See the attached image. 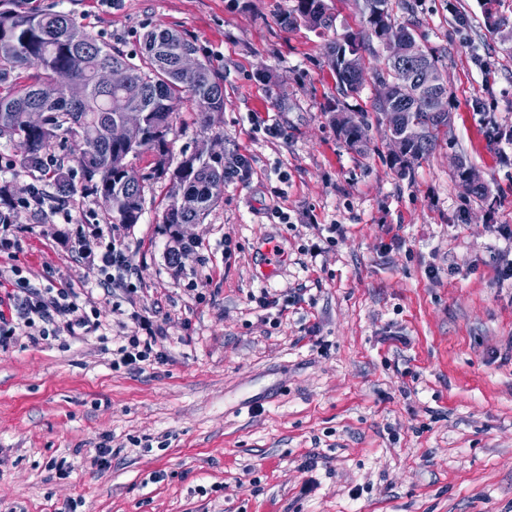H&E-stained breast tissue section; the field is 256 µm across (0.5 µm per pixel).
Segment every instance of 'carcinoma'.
<instances>
[{"label": "carcinoma", "mask_w": 512, "mask_h": 512, "mask_svg": "<svg viewBox=\"0 0 512 512\" xmlns=\"http://www.w3.org/2000/svg\"><path fill=\"white\" fill-rule=\"evenodd\" d=\"M363 3V27L357 32L325 46L328 65L336 79L339 95L348 98L360 93L353 84L351 68L363 64L364 53L373 52V40L387 36L410 35L407 26H397L391 16L390 0H373L377 9L367 10ZM288 28L300 24L311 28L327 27L324 0H297L296 8L282 20ZM197 53L196 46L183 36L167 29H151L143 35V51L139 62L131 61L121 51L100 43L77 25L64 11L24 15L12 10L0 11V85L12 84L17 69L32 68L30 82L3 95L0 93V138L7 139L19 152V166L27 172L45 171V159L59 138L65 136L75 147L79 173L84 185L98 196L102 206L112 215V223H139L144 209V186L126 187L120 172L128 156L147 150L155 153L151 172L154 179L169 178L170 203L164 224L179 232L185 224H200L207 212L224 192V157L185 156L171 166L168 136L172 133L178 105L190 97L197 105L202 124L210 114L224 109V85L210 66L202 61L191 74L181 71L183 53ZM378 72L380 84L390 83L389 92L375 101V110L400 112L402 121L420 128L415 137H406L401 152L393 156L399 169L428 155L436 145L440 132L451 120L448 112H426L413 109L416 87L409 83L415 64H395L384 59ZM120 73V82L112 86L98 81L104 69ZM81 81L86 94L78 102L67 96V86ZM30 108L47 113L43 127L32 129L24 116ZM332 123L345 142L360 150L367 144L368 123L355 120L336 106ZM127 112L143 115L147 137L134 148L110 140L112 125ZM52 181L62 193L74 186V169L58 164ZM196 197L198 206L185 211L179 207V195ZM14 195L0 186V218L14 223Z\"/></svg>", "instance_id": "1"}]
</instances>
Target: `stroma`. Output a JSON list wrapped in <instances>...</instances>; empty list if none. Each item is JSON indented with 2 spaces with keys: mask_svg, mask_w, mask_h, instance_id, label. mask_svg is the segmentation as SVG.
Listing matches in <instances>:
<instances>
[{
  "mask_svg": "<svg viewBox=\"0 0 512 512\" xmlns=\"http://www.w3.org/2000/svg\"><path fill=\"white\" fill-rule=\"evenodd\" d=\"M390 3L436 52L450 92L446 136L406 173L373 110L382 45L344 100L324 55L360 30L357 0H325L326 29L284 28L296 0H0L65 9L127 55L154 28L193 41L224 81V109L205 128L184 99L172 158L205 144L225 167L250 166L174 263L170 182L150 179L153 153L127 159L145 177V210L126 226L84 185L57 196L0 139V182L21 199L39 186L47 205L18 211L0 268L42 289L71 284L100 324L0 347V512L77 499L86 512H512V283L498 275L512 259L499 232L512 225V0ZM338 100L366 116L364 151L337 134ZM459 158L487 200L467 193ZM90 224L100 245L122 243L133 291L104 289L99 264L72 257L68 240ZM263 290L277 307H259ZM138 314L159 359L113 369Z\"/></svg>",
  "mask_w": 512,
  "mask_h": 512,
  "instance_id": "1",
  "label": "stroma"
}]
</instances>
